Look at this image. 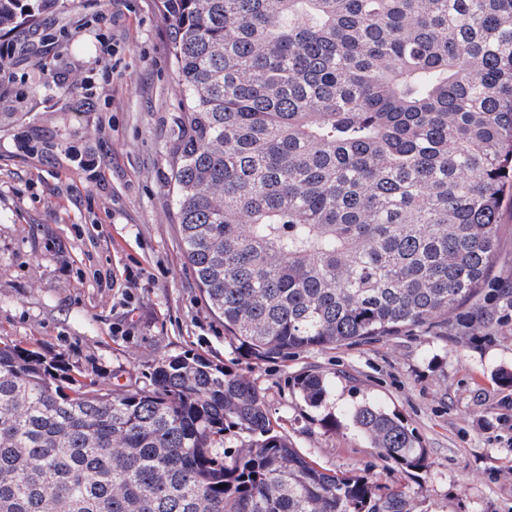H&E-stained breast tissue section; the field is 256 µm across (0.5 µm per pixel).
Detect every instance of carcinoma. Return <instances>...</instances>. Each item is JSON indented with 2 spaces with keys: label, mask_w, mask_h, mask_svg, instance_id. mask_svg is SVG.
Here are the masks:
<instances>
[{
  "label": "carcinoma",
  "mask_w": 512,
  "mask_h": 512,
  "mask_svg": "<svg viewBox=\"0 0 512 512\" xmlns=\"http://www.w3.org/2000/svg\"><path fill=\"white\" fill-rule=\"evenodd\" d=\"M65 2L0 0V34ZM159 2L180 239L229 338L272 360L449 324L488 280L512 193V0ZM496 292L466 327L512 309ZM76 374L0 345V512H414L316 465L248 376L201 354L142 388ZM297 387L317 407L329 381ZM349 416L401 469L428 467L397 414Z\"/></svg>",
  "instance_id": "carcinoma-1"
}]
</instances>
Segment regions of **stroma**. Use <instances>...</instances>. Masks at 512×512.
<instances>
[{
	"label": "stroma",
	"instance_id": "35a3bbf8",
	"mask_svg": "<svg viewBox=\"0 0 512 512\" xmlns=\"http://www.w3.org/2000/svg\"><path fill=\"white\" fill-rule=\"evenodd\" d=\"M158 0H69L15 36L0 72V340L59 355L107 389L146 386L162 358L202 354L245 374L299 451L331 471L401 487L416 512H512V320L436 326L259 362L207 308L185 263L167 148L178 96ZM331 383L321 406L295 380ZM368 400L428 452L405 472L356 434ZM336 430L322 425L325 415Z\"/></svg>",
	"mask_w": 512,
	"mask_h": 512
}]
</instances>
